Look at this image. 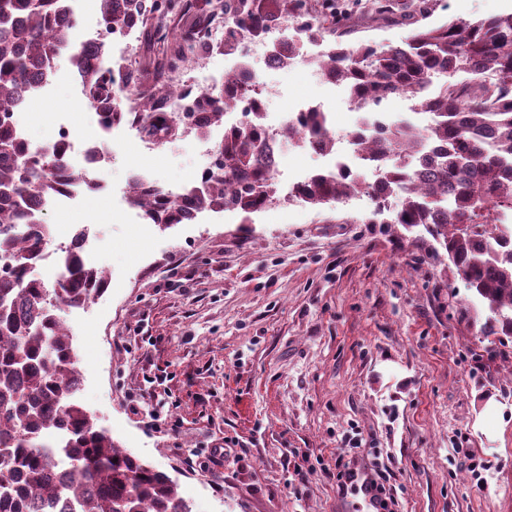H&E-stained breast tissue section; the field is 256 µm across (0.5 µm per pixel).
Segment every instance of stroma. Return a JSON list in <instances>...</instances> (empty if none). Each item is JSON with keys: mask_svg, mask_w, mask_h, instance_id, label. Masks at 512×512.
<instances>
[{"mask_svg": "<svg viewBox=\"0 0 512 512\" xmlns=\"http://www.w3.org/2000/svg\"><path fill=\"white\" fill-rule=\"evenodd\" d=\"M506 13L512 0H428L425 22ZM336 17L350 45H395L412 31L376 19L372 0H336ZM325 48L252 66L275 92L272 111L322 106L339 136L361 114L320 77ZM86 100L63 56L17 123L38 148L68 122L74 159L100 137L93 109H71ZM209 161L194 136L132 139L101 169L104 189L71 209L47 205L53 244L88 231V260L108 276L87 307L58 311L83 408L166 473L192 512H335L336 453L354 435L389 471L402 512H512V336L483 335L488 309L434 240L393 223L400 199L291 200L168 227L129 205L130 173L180 191ZM155 402L169 431L141 421L139 407ZM468 453L490 469L472 475Z\"/></svg>", "mask_w": 512, "mask_h": 512, "instance_id": "obj_1", "label": "stroma"}]
</instances>
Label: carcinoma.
I'll return each mask as SVG.
<instances>
[{"label":"carcinoma","instance_id":"cac0c4a2","mask_svg":"<svg viewBox=\"0 0 512 512\" xmlns=\"http://www.w3.org/2000/svg\"><path fill=\"white\" fill-rule=\"evenodd\" d=\"M180 0H101V24L112 32L154 29L169 14L188 16L194 4ZM224 22L261 41L266 23L296 20L310 38L328 32L310 14L307 0H218ZM71 0H0V512H190L170 477L121 449L77 401L72 377L79 372L72 338L58 306L83 308L106 287V272L83 254L61 246L62 275L53 288L30 276L49 237L32 204L47 206L70 185L85 182L84 171L67 162L70 145L57 141L32 148L8 124L28 93L47 84L55 59L70 47L64 24ZM197 26L167 37L165 60L185 62ZM277 65L299 55L297 45L275 49ZM69 60L90 105L107 124L135 123L155 136L158 107L174 87L157 82L138 66L136 108L117 107L115 86L125 60L104 57L97 47L72 50ZM326 80L346 84L350 102L372 110L394 95L415 101L431 123L378 124L352 139L381 167L370 187L349 172L316 177L296 192L297 201L322 206L366 192L378 202L401 199L392 220L423 227L443 249L466 287L492 313L483 333L512 335V226L494 224L491 214L512 211V13L478 22L450 21L417 27L398 45H345L334 41L318 60ZM197 108L207 113L193 125L192 113L163 123V144L187 133L209 134L224 114L244 121L224 129L213 149L205 182L172 199L150 183L129 184V204L154 224L184 223L185 208L251 213L274 200V162L265 154L261 100L235 80L205 93ZM303 130L328 151L336 138L325 114L303 113ZM424 142L434 144L419 168L405 159Z\"/></svg>","mask_w":512,"mask_h":512}]
</instances>
